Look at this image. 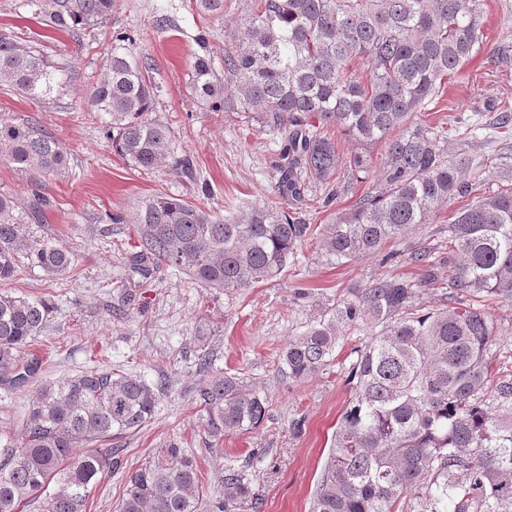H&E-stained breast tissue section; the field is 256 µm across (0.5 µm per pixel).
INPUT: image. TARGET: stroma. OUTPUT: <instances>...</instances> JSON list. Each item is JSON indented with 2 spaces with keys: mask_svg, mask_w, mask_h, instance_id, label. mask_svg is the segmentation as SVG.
I'll return each instance as SVG.
<instances>
[{
  "mask_svg": "<svg viewBox=\"0 0 512 512\" xmlns=\"http://www.w3.org/2000/svg\"><path fill=\"white\" fill-rule=\"evenodd\" d=\"M246 9V0H224L223 17L214 18L198 12L193 0H114L111 16L76 40L46 27L28 0H0V33L73 65L63 89L40 99L0 83V120L33 125L58 139L70 158L68 176L39 184L0 160V193L24 205L46 199L39 222L27 228L29 238L52 243L74 258L67 275L55 278L29 264L16 279L0 284V291L43 299L52 307L30 346L42 358L34 377L20 387L0 384V447L18 441L39 385L88 365L136 374L164 388L153 418L138 431L113 439L118 466L92 490L87 512H116L125 474L169 457L175 446L198 462V512H215L230 468L245 471L259 512H308L336 423L353 395L348 374L369 334L343 331L327 364L298 381L282 367L288 341L334 313L353 287L374 279L432 273L433 283L415 298L417 308L425 311L456 297L448 266L450 206L432 223L417 226L408 244L387 242L379 255L338 262L322 254L317 238H309L284 273L248 288H201L184 272L163 264L151 277L136 278L132 287H116L125 269L115 244L134 228L112 223V215L126 218L139 200L160 193L191 201L206 184L212 190L210 207L229 217L266 198L275 183L272 166L285 148L284 136L241 115L201 109L189 88L191 63L200 51L198 32L206 33L215 67L223 69L224 33ZM161 16L170 19L163 29L156 25ZM119 32L133 37L140 52L151 57L159 88L155 117L170 128L177 153L189 159L195 180L168 163L149 171L132 166L112 150L108 115L91 111L90 93L103 77L104 61ZM508 108L512 0H485L479 51L463 76L448 81L414 119L446 129L457 121L480 123L472 150L479 158L492 159L512 143V134L495 127ZM378 188L377 178L360 181L344 171L331 209L316 206L325 194L320 187L311 188L308 199L289 201L287 208L318 231L333 214L351 209ZM414 248L427 251L428 261L412 262ZM204 354L210 358L205 368L199 365ZM226 372L264 394L269 411L256 430L226 436L214 448L199 390Z\"/></svg>",
  "mask_w": 512,
  "mask_h": 512,
  "instance_id": "obj_1",
  "label": "stroma"
}]
</instances>
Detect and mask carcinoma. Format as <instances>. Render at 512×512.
<instances>
[{"mask_svg":"<svg viewBox=\"0 0 512 512\" xmlns=\"http://www.w3.org/2000/svg\"><path fill=\"white\" fill-rule=\"evenodd\" d=\"M250 13L224 36V73L197 54L190 89L212 112H241L288 133L286 163L277 165L274 197L224 218L177 196L158 194L136 205L134 245L124 251L142 278L164 263L205 288L237 290L277 277L313 235L311 225L278 199L310 185L336 196L338 168L373 169L371 149L384 145L380 190L359 198L319 233L336 260L377 253L428 224L449 202L467 198L448 222L456 260L451 282L460 297L427 313L412 310L431 278L373 280L336 313L288 342L282 355L292 379L327 363L343 330L364 328L370 341L350 372L354 394L341 414L310 512H397L412 494L423 512H512V380L489 386L495 325L475 299L512 298V163L489 164L471 152L473 126L446 151L443 133L411 121L445 81L463 70L482 43L484 0H249ZM113 0H46L47 26L81 38L107 19ZM107 57L91 106L109 118L112 150L132 166L152 169L176 157L168 126L153 119L156 94L148 56L132 38ZM368 74L361 77L357 66ZM71 67L35 46L0 34V82L32 98L66 83ZM334 125L355 142L342 159L324 130ZM0 159L33 182L69 170L67 149L28 124L0 122ZM497 189L484 192L489 180ZM43 202L26 207L0 194V283L19 271L27 252L49 276L74 265L70 252L29 242L26 225ZM51 312L44 300L0 294V382L20 386L38 361L19 371V353L39 335ZM162 387L137 375L100 368L35 390L21 441L0 450V512H86L91 490L112 473L113 437L140 429L155 413ZM205 426L214 440L257 429L267 397L234 375L200 390ZM197 464L157 461L125 477L118 512H197ZM241 471L224 475L218 512L254 509Z\"/></svg>","mask_w":512,"mask_h":512,"instance_id":"cac0c4a2","label":"carcinoma"}]
</instances>
